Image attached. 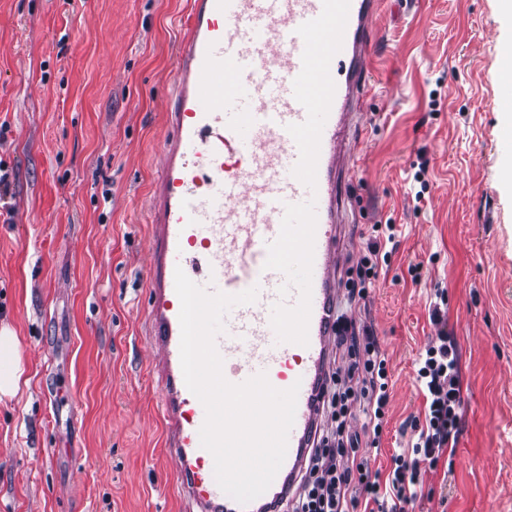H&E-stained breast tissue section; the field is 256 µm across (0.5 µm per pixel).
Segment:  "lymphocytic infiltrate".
Returning <instances> with one entry per match:
<instances>
[{"instance_id":"obj_1","label":"lymphocytic infiltrate","mask_w":512,"mask_h":512,"mask_svg":"<svg viewBox=\"0 0 512 512\" xmlns=\"http://www.w3.org/2000/svg\"><path fill=\"white\" fill-rule=\"evenodd\" d=\"M350 280L345 298L348 309L366 298L390 253L383 242L392 241L395 227L377 224ZM347 309V311H348ZM340 313L336 336V368L329 373L319 435L311 448L289 512H356L362 501L373 502L376 512H408L418 500L426 469L436 468L462 424V394L458 343L444 329L445 314L433 306L430 320L439 330L421 357L416 378L426 399L425 417L412 421L418 440L409 455L394 459L387 477L370 473L357 452L362 433L380 436L389 401L386 359L374 329ZM362 411L367 421L362 431L351 430L348 419Z\"/></svg>"}]
</instances>
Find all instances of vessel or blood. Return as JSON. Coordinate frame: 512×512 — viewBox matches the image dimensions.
Listing matches in <instances>:
<instances>
[{
  "label": "vessel or blood",
  "mask_w": 512,
  "mask_h": 512,
  "mask_svg": "<svg viewBox=\"0 0 512 512\" xmlns=\"http://www.w3.org/2000/svg\"><path fill=\"white\" fill-rule=\"evenodd\" d=\"M383 4L350 0L342 48L330 63L335 94L312 189L292 173L300 153L286 127L307 118L293 92L304 50L297 29L321 14L323 0H191L182 23L168 105L173 146L165 154L154 210L163 272L148 285L147 334L161 351L168 455L190 512H287V492L311 442L334 347L352 130L370 93L371 23ZM310 199L317 224L309 343L280 344L271 308L281 300L295 304L298 292L280 296L287 279L265 269L267 246L280 233L286 205ZM179 269L210 291L259 289L255 303L227 313L216 338L225 378L239 384L263 372L277 389H298L285 460L271 486L245 505L220 488L214 458L201 445L205 408L186 386L180 362Z\"/></svg>",
  "instance_id": "vessel-or-blood-1"
}]
</instances>
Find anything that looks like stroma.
I'll use <instances>...</instances> for the list:
<instances>
[{"mask_svg": "<svg viewBox=\"0 0 512 512\" xmlns=\"http://www.w3.org/2000/svg\"><path fill=\"white\" fill-rule=\"evenodd\" d=\"M188 0H0V323L30 387L0 402V512H186L166 459L146 334L151 209ZM373 99L353 132L345 232L357 267L373 225L397 228L360 318L387 359L390 401L372 470L388 473L422 417L417 360L447 304L460 346L463 430L426 471L418 512H512V125L494 95L512 46L505 0H387L374 22ZM427 162L429 186L414 180ZM424 199H416L417 191ZM57 372L75 415H53ZM75 448L85 463L71 471Z\"/></svg>", "mask_w": 512, "mask_h": 512, "instance_id": "1", "label": "stroma"}]
</instances>
